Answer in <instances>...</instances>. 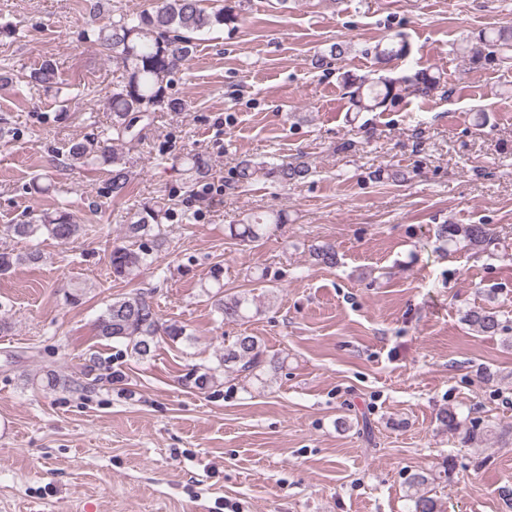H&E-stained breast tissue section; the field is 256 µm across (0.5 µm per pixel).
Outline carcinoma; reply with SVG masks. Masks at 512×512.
I'll list each match as a JSON object with an SVG mask.
<instances>
[{
  "instance_id": "obj_1",
  "label": "carcinoma",
  "mask_w": 512,
  "mask_h": 512,
  "mask_svg": "<svg viewBox=\"0 0 512 512\" xmlns=\"http://www.w3.org/2000/svg\"><path fill=\"white\" fill-rule=\"evenodd\" d=\"M243 0H224L210 6L205 0H157L151 10L136 14H121L96 33V41L123 70V80L112 90V140L133 137L137 125L150 121L151 115L164 110L177 112L184 103L168 95L173 75L182 62L192 54L197 36L214 28L238 22ZM465 51L472 64L481 66L487 61L512 63V28L481 30L465 39ZM410 54L409 43L400 33H394L374 48L379 63L389 64ZM27 83L51 85L59 79L56 65L45 61L26 75ZM351 112H384L407 95H428L440 86V78L428 69H419L398 78L381 76L375 80L362 76H344ZM67 156L85 165L100 163L112 166L109 171L107 194L121 200L128 196L130 181L124 156L115 145L106 141L82 140L71 143ZM274 176L284 184L303 180L310 174L306 165H273L264 172L249 163L238 170V181L251 182L258 174ZM169 214L159 203L145 202L128 217L124 225L127 243L112 247L109 264L112 275L125 278L132 272L157 262L167 239L163 229ZM282 223V215H256L244 224H230V237L244 243L260 241L274 224ZM6 234L22 238L47 235L61 245L72 243L86 235V225L77 224L64 210L53 214L33 216L23 224H8ZM437 236L444 242L462 240L477 253L486 252L493 243L492 232L485 224H441ZM315 260L324 266L336 265V250L323 243L312 248ZM43 261L38 249L26 252L0 249V274L19 265H35ZM204 293L211 300L213 312L224 323H245L252 314L254 298L248 292L224 294L223 268L213 267L204 283ZM465 321L479 333L495 336L503 326L494 312L483 308L466 313ZM97 335L107 341L120 342L130 348L131 355L144 358L161 336L175 342L186 335L177 323H163L150 298L141 293L115 297L96 322ZM272 365L256 336L241 335L224 349L215 367H193L188 376L200 389L207 388L224 369L256 376ZM512 437V424L490 429L476 423L464 431V443L479 445L491 435ZM427 476L414 473L408 478L414 490L411 499L413 512H438L436 501L422 492Z\"/></svg>"
}]
</instances>
